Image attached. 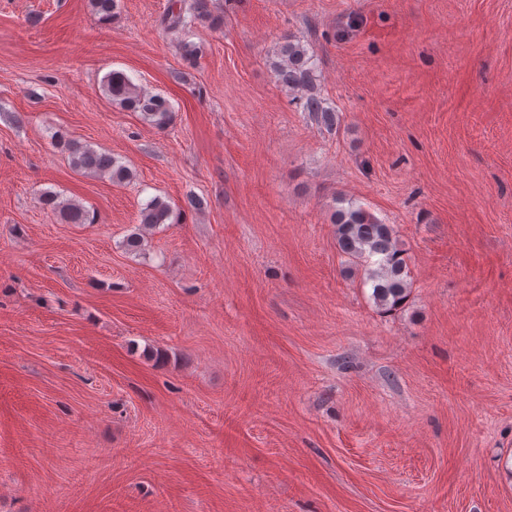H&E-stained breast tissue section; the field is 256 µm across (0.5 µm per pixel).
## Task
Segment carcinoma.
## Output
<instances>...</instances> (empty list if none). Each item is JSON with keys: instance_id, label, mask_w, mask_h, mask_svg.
I'll return each instance as SVG.
<instances>
[{"instance_id": "carcinoma-1", "label": "carcinoma", "mask_w": 512, "mask_h": 512, "mask_svg": "<svg viewBox=\"0 0 512 512\" xmlns=\"http://www.w3.org/2000/svg\"><path fill=\"white\" fill-rule=\"evenodd\" d=\"M99 21L106 23L114 16L117 0H91ZM191 13L193 19L211 17L210 0H193L189 8L172 4L166 14V29L177 33L188 25L185 13ZM278 61L273 69L282 86L304 93V110L312 119L326 128L336 126V113L325 106L316 91L315 71L308 49L299 40L291 36L280 44ZM102 90L107 99L129 111L141 113L145 119L158 128H165L173 121V108L160 95H149L141 90L123 71L112 70L104 77ZM69 164L81 174L107 176L116 183L128 181L132 171L119 163L106 150H98L90 145L77 142L68 143ZM40 204L57 214L67 224H93L96 215L84 205L61 200L52 190L43 192ZM174 217L172 205L158 197H153L138 215L137 231L125 239V248L130 253L139 252L144 246L146 231L162 224L171 223ZM336 224L337 245L350 269H363V283L371 284L372 298L375 304L392 311L402 306L410 290V271L392 225L384 224L362 206L348 202V206L339 208L332 214Z\"/></svg>"}]
</instances>
